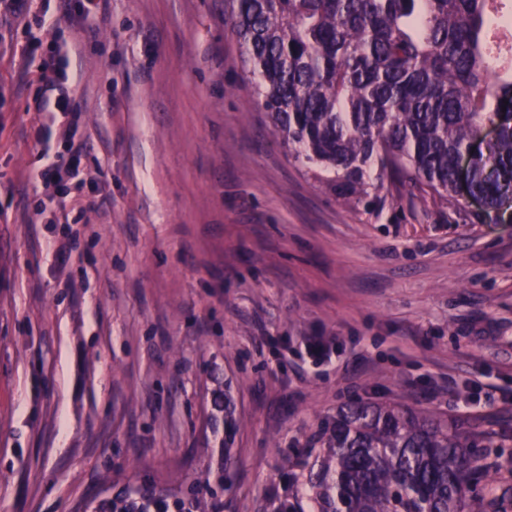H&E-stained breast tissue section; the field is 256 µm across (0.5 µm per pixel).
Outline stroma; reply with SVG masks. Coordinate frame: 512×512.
I'll return each mask as SVG.
<instances>
[{
  "mask_svg": "<svg viewBox=\"0 0 512 512\" xmlns=\"http://www.w3.org/2000/svg\"><path fill=\"white\" fill-rule=\"evenodd\" d=\"M224 0H110L70 71L82 192H33L23 24L0 21V512L185 490L224 463V512H277L343 402L409 403L484 432L512 512V224H468L385 178L343 200L258 103ZM108 195L111 205L95 202ZM307 336H332L328 363ZM215 408L218 412L224 411L225 419H226V422L228 423V430L226 432L225 439H224V447H225L224 448V471L222 474L217 475L215 478V483L217 484L218 487H221V489L223 490V488L226 489L229 487V485L226 483V481H227V471H228L231 461H232L230 445L232 443L234 424L232 423V420H233L232 413L229 410V406L226 403L223 404V401H221L220 396H218V398L215 402Z\"/></svg>",
  "mask_w": 512,
  "mask_h": 512,
  "instance_id": "obj_1",
  "label": "stroma"
}]
</instances>
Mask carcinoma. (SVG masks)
I'll return each instance as SVG.
<instances>
[{"label": "carcinoma", "mask_w": 512, "mask_h": 512, "mask_svg": "<svg viewBox=\"0 0 512 512\" xmlns=\"http://www.w3.org/2000/svg\"><path fill=\"white\" fill-rule=\"evenodd\" d=\"M273 128L314 176L336 174L343 199L388 171L457 204L459 156L471 152L472 224L512 223V45L503 0H225ZM498 132L474 151L484 125ZM225 413L224 469L234 424ZM315 512H487L478 433L410 404L355 400L326 421ZM132 487L78 512H222L212 484Z\"/></svg>", "instance_id": "cac0c4a2"}]
</instances>
